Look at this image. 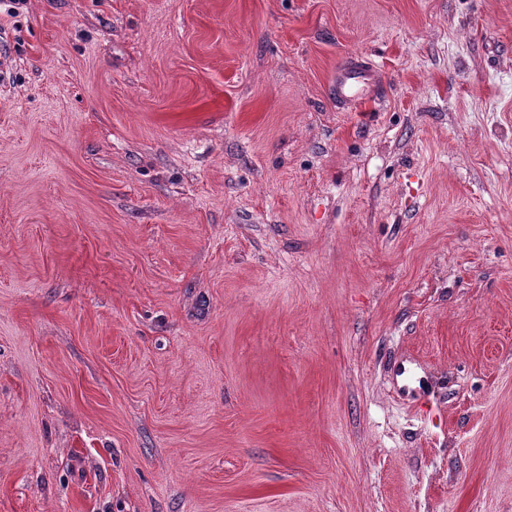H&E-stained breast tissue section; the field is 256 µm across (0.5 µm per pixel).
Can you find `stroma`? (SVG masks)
Returning a JSON list of instances; mask_svg holds the SVG:
<instances>
[{"label": "stroma", "mask_w": 512, "mask_h": 512, "mask_svg": "<svg viewBox=\"0 0 512 512\" xmlns=\"http://www.w3.org/2000/svg\"><path fill=\"white\" fill-rule=\"evenodd\" d=\"M0 43V512H512V0H27ZM354 57L351 56L348 59L351 60ZM348 59L336 67V79L333 81L336 99L346 107L369 97L371 89L378 81L375 70L363 66L359 61H348Z\"/></svg>", "instance_id": "1"}]
</instances>
